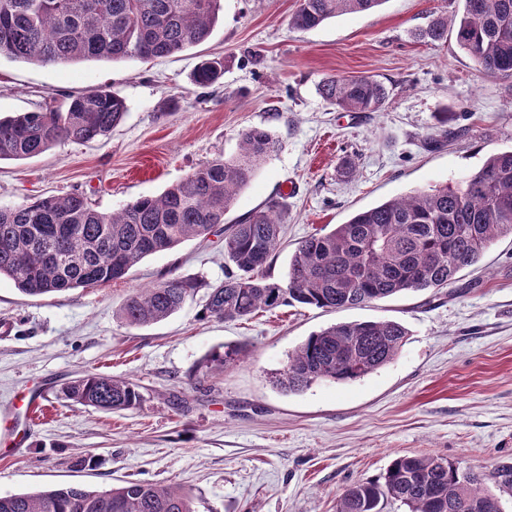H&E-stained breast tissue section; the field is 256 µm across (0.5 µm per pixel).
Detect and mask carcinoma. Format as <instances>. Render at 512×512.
Returning a JSON list of instances; mask_svg holds the SVG:
<instances>
[{"instance_id":"1","label":"carcinoma","mask_w":512,"mask_h":512,"mask_svg":"<svg viewBox=\"0 0 512 512\" xmlns=\"http://www.w3.org/2000/svg\"><path fill=\"white\" fill-rule=\"evenodd\" d=\"M384 0H299L290 18L313 29L344 14L372 10ZM224 11L223 0H0V57L39 65L88 60L148 61L183 52L207 40ZM453 30L458 46L486 75L512 79V0H463L462 12L435 19L432 41ZM224 58L203 60L194 72L200 87L218 83ZM319 91L332 107L377 112L389 92L369 76H330ZM127 106L101 88L69 97L65 107L0 119V160L36 157L62 141L87 143L107 136ZM280 142L268 129L241 134L232 159L193 169L157 196L140 197L103 212L79 194L39 198L0 207V279L28 296L93 288L123 279L144 258L201 238L224 223L238 192ZM271 200L242 222L224 228V281L210 288L204 312L234 321L293 303L342 309L406 291L444 288L476 263L497 239L512 236V151L494 154L456 186H435L355 213L328 232L300 242L286 281L268 280L282 224ZM200 285L171 278L136 289L121 308L131 327H147L178 312ZM408 331L396 321H349L308 336L288 356L276 386L300 392L319 381L359 379L395 359ZM75 404L112 412L141 401L132 382L94 372L63 390ZM460 467L435 455H399L376 479L357 482L340 496L336 512H383L397 501L408 512H503L486 478L459 475ZM0 512H193L179 488L127 481L107 490L55 486L34 494H0Z\"/></svg>"}]
</instances>
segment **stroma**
<instances>
[{"mask_svg": "<svg viewBox=\"0 0 512 512\" xmlns=\"http://www.w3.org/2000/svg\"><path fill=\"white\" fill-rule=\"evenodd\" d=\"M297 0H224L211 37L148 62L41 66L0 59V115L50 108L104 88L127 113L89 143L0 161V207L79 193L101 211L156 196L194 168L236 155L262 126L281 149L224 217L231 224L282 202L281 246L268 271L284 282L299 242L359 210L432 186L456 185L490 155L512 149V80L478 70L454 36L433 42V19L461 0H385L309 30L290 27ZM226 59L220 83L195 85L205 58ZM329 75H365L389 98L378 112H343L319 92ZM458 137L432 147L437 115ZM224 231L146 257L111 284L43 296L0 281V493L125 481L174 485L194 512H336L346 488L385 472L396 455L433 454L491 473L512 464V237L440 290L366 306H281L232 322L205 317L204 290L157 324L121 319L138 288L173 278L224 279ZM392 320L409 336L391 363L350 382L297 393L273 380L308 336L331 324ZM236 365H216L225 347ZM95 372L136 384V408L103 412L62 390ZM33 390L41 408L14 404Z\"/></svg>", "mask_w": 512, "mask_h": 512, "instance_id": "35a3bbf8", "label": "stroma"}]
</instances>
